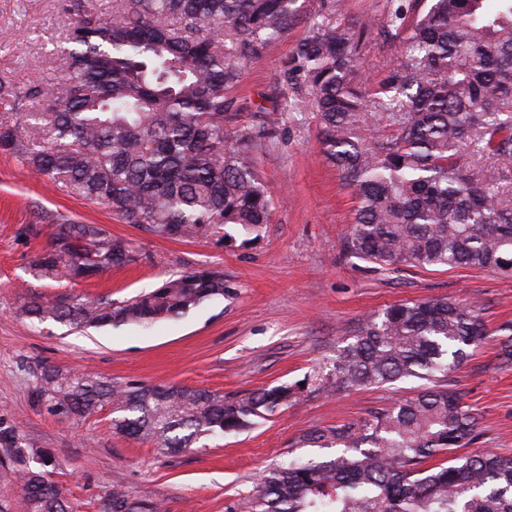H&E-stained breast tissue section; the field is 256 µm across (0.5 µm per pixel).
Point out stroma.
Here are the masks:
<instances>
[{
  "label": "stroma",
  "mask_w": 512,
  "mask_h": 512,
  "mask_svg": "<svg viewBox=\"0 0 512 512\" xmlns=\"http://www.w3.org/2000/svg\"><path fill=\"white\" fill-rule=\"evenodd\" d=\"M299 2L302 12L293 28L235 90L241 109L234 126L259 125L273 109L283 114L255 154L273 214L254 240L238 232L228 242L218 234L172 239L144 232L0 151V424L54 454L55 479L73 512H104L118 488L160 502L164 512H232L262 471L301 452L313 455V448L294 446L304 430L358 425L416 393L420 382L412 378L355 390L332 387L328 378L364 315L431 297L480 308L487 337L447 384L479 418L476 450L512 455V368L499 360V327L512 320V277L466 268L384 270L345 253L355 201L324 156L317 113L291 61L313 23L352 25L378 15L379 2ZM70 21L59 0H0V77L21 87L51 82V51ZM63 220L96 224L130 240L135 261L86 280L35 278L31 261L49 247L55 224ZM202 267L223 269L228 292L149 328L75 331L18 314L33 297L87 295L119 302ZM49 365L118 383L227 395L288 385L296 394L255 428L173 456L113 433L110 408L74 422L37 404L38 378Z\"/></svg>",
  "instance_id": "1"
}]
</instances>
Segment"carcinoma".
Returning a JSON list of instances; mask_svg holds the SVG:
<instances>
[{"label":"carcinoma","mask_w":512,"mask_h":512,"mask_svg":"<svg viewBox=\"0 0 512 512\" xmlns=\"http://www.w3.org/2000/svg\"><path fill=\"white\" fill-rule=\"evenodd\" d=\"M74 16L54 52L56 78L21 89L0 78V150L29 171L93 200L125 224L173 238L271 220L254 162L275 119L224 127L228 92L298 20V0H63ZM399 49L370 82L357 34ZM294 72L310 89L320 142L356 202L346 254L381 267L472 268L512 275L509 177L483 160L512 159V0H385L379 19L321 25L296 46ZM132 244L95 224L55 225L32 266L44 279L87 278L135 261ZM228 285L196 269L119 303L32 298L20 314L71 329L152 326ZM475 305L446 298L400 303L366 316L336 357L344 390L424 381L413 398L360 425L309 429L298 444L333 448L260 476L240 512H512V457L454 455L479 438L477 417L445 378L485 340ZM295 394L263 387L233 397L187 386L118 385L57 368L41 371L36 401L84 417L110 405L116 434L177 454L202 438L249 428ZM0 486L21 485L0 512H72L51 480L52 453L0 426ZM450 459L438 463L440 455ZM105 512H161L112 492Z\"/></svg>","instance_id":"cac0c4a2"}]
</instances>
